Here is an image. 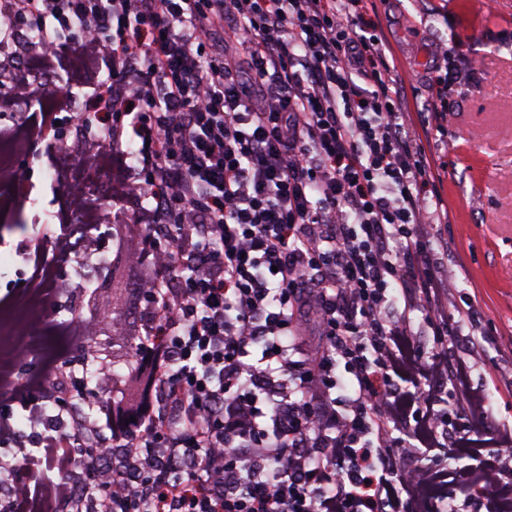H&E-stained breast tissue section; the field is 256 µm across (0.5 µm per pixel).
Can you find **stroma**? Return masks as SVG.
Listing matches in <instances>:
<instances>
[{
  "label": "stroma",
  "instance_id": "stroma-1",
  "mask_svg": "<svg viewBox=\"0 0 512 512\" xmlns=\"http://www.w3.org/2000/svg\"><path fill=\"white\" fill-rule=\"evenodd\" d=\"M438 0H374L379 26L389 50L402 68L418 69L421 53L438 41L455 43L459 79L448 92L456 112L447 131H438L428 110V84L408 90L409 104L418 105L420 127L426 128L448 203V222L441 234L448 240L449 256L459 258L470 273L457 282L454 294L470 303L480 323L477 336H450L436 344L422 316L415 328L424 351H442L449 360L472 356L473 383L488 385L493 416L476 437L483 455L497 451L492 436L498 426L512 425V137L501 129L512 126V0H450L438 9ZM479 56L481 71L470 70L466 59ZM40 156L28 157L37 186L35 203L19 202L27 218L23 224L0 228L4 252L15 271L0 282V297L21 292L31 271L23 249L40 234L34 215H51L52 228L80 224L78 214L60 211L58 199L45 174L64 155L76 154L80 137L73 123L63 122L40 144ZM97 236L102 265L96 268L97 298L106 309H119L126 326L138 324L140 304L137 274L113 259L112 227L132 218V205L103 206Z\"/></svg>",
  "mask_w": 512,
  "mask_h": 512
}]
</instances>
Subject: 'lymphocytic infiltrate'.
I'll list each match as a JSON object with an SVG mask.
<instances>
[{
    "instance_id": "lymphocytic-infiltrate-1",
    "label": "lymphocytic infiltrate",
    "mask_w": 512,
    "mask_h": 512,
    "mask_svg": "<svg viewBox=\"0 0 512 512\" xmlns=\"http://www.w3.org/2000/svg\"><path fill=\"white\" fill-rule=\"evenodd\" d=\"M0 25L43 32L33 55L90 87L73 118L101 196L146 195L118 230L141 271L145 316L122 375L96 388L122 462L84 450L112 512H395L421 502L464 512L440 463L479 450L492 415L465 360L424 353L476 316L441 268L448 210L405 100L412 72L389 59L371 0H10ZM76 53L48 55L60 33ZM452 52L431 88L445 126ZM312 334L318 342L303 348ZM13 389L27 423L58 370ZM405 387L393 389L392 379ZM449 385L446 428L431 391ZM461 490L512 512V429ZM48 474L15 479V512H62L68 449L45 445Z\"/></svg>"
}]
</instances>
